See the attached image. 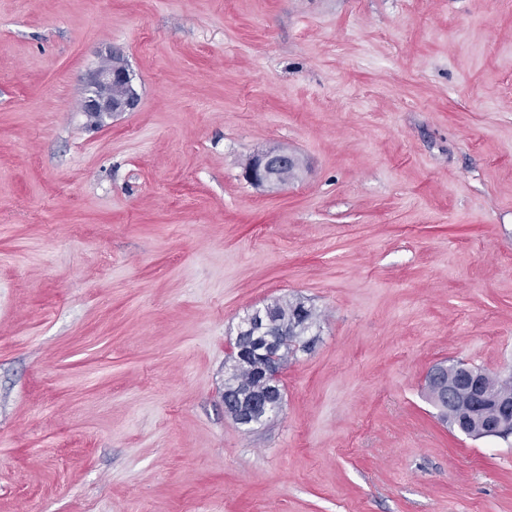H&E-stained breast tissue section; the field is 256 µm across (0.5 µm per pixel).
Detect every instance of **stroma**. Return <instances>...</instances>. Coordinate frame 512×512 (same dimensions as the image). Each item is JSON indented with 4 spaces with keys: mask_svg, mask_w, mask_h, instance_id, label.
<instances>
[{
    "mask_svg": "<svg viewBox=\"0 0 512 512\" xmlns=\"http://www.w3.org/2000/svg\"><path fill=\"white\" fill-rule=\"evenodd\" d=\"M278 298L316 322L246 428ZM457 362L512 375V0H0V512H512V436L427 398ZM105 57L106 62L92 72L82 101V111L98 121L133 112L140 103L133 75L121 54L114 52ZM299 169L296 155L285 151H267L252 157L244 169L245 179L255 186L280 188L288 183V172ZM272 313L263 307L256 308L242 321L238 336L233 343V349L236 353L237 347L242 346L243 336H251L248 344L243 345L240 350V359L252 356V353L267 352L276 348L284 336H288L290 342L294 336L296 344L302 343L304 333L311 327V322L306 326L298 320V311L304 312L311 320L313 313L311 309L306 308L301 301H280L276 300L270 305ZM288 327L286 330L279 327L278 323ZM290 343L280 347L277 354L270 356V361L264 365L263 355L252 356L251 365L253 367H262V376L268 384V390L264 395L257 398H248L237 395L231 389H224V407L225 409L243 426H252L256 424L266 413L279 410L282 404V390L278 386L282 363L280 359L287 360L290 350ZM280 358V359H279Z\"/></svg>",
    "mask_w": 512,
    "mask_h": 512,
    "instance_id": "1",
    "label": "stroma"
}]
</instances>
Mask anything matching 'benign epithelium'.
Returning <instances> with one entry per match:
<instances>
[{
	"label": "benign epithelium",
	"instance_id": "obj_1",
	"mask_svg": "<svg viewBox=\"0 0 512 512\" xmlns=\"http://www.w3.org/2000/svg\"><path fill=\"white\" fill-rule=\"evenodd\" d=\"M140 96L135 89L133 75L121 54L106 56V62L97 65L91 74L82 111L99 120L122 112L135 111ZM299 169L296 155L285 151H267L252 157L244 169L245 179L255 186L280 188L288 183V173ZM238 335L250 337L241 347L239 357L276 348L286 336L272 313L260 307L242 321ZM282 363L275 354L262 368L268 390L257 398L237 395L224 389L225 409L243 426H251L266 413L280 409L282 390L278 386ZM428 385L434 392L436 403L448 409L457 423L476 430L480 437H503L512 433V398L492 392L485 384L484 375L472 368H462L454 376L448 368L436 367L429 371Z\"/></svg>",
	"mask_w": 512,
	"mask_h": 512
}]
</instances>
